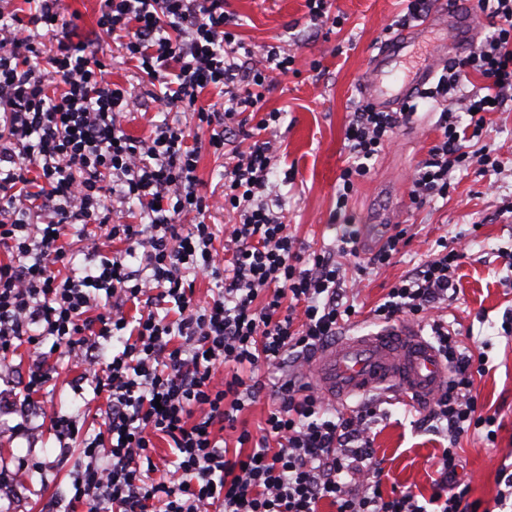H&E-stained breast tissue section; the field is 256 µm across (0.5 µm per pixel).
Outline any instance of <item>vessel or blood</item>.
I'll return each instance as SVG.
<instances>
[{
	"instance_id": "1",
	"label": "vessel or blood",
	"mask_w": 512,
	"mask_h": 512,
	"mask_svg": "<svg viewBox=\"0 0 512 512\" xmlns=\"http://www.w3.org/2000/svg\"><path fill=\"white\" fill-rule=\"evenodd\" d=\"M444 50L463 45L478 25L470 11L449 9ZM436 25L425 19L395 35L371 54L358 86L360 97L377 110L391 112L416 97L434 76L429 65L409 66L410 48L424 41ZM311 382L325 400L343 402L377 388L426 399L448 380V370L434 346L416 329L402 326L376 334L345 336L319 351L311 361Z\"/></svg>"
}]
</instances>
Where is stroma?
<instances>
[{
  "label": "stroma",
  "mask_w": 512,
  "mask_h": 512,
  "mask_svg": "<svg viewBox=\"0 0 512 512\" xmlns=\"http://www.w3.org/2000/svg\"><path fill=\"white\" fill-rule=\"evenodd\" d=\"M228 9L238 17V32L253 63H263L269 45L321 63L319 70L288 75L266 93L262 106L283 114L274 134L278 162L270 181L305 251L331 244L340 223L357 225L365 245L386 238L392 225L411 227L410 241L390 265L363 277L355 300L358 315L346 335L377 331L370 309L402 276L438 253L441 239L467 242L455 272L459 292L439 313L487 359L483 375L474 378L473 392L485 412L497 418L496 439L487 441L481 432L465 435L458 452L470 500L493 512L498 473L512 471V336L502 329L512 316V267L500 257L501 251L512 250V100L491 116L490 143L501 174L491 178L479 165H470L454 172L447 198L414 207L408 176L438 137L439 107L422 99L412 122L371 161L370 174L340 212L336 191L349 158L345 128L359 100L355 87L383 28L400 13L398 0H331L332 14L342 16L343 24L330 31L314 29L305 0H228ZM100 57L115 83L141 97V110L126 123L129 134L148 136L152 122L163 119L189 122L181 109L153 101L112 41L102 42ZM28 367V352L22 348L10 365L0 368V512H68L66 492L78 451L61 450L49 418L24 404L21 384ZM368 397L378 409L369 436L382 468L383 491L430 495L442 437L422 424L399 392L381 389ZM33 458L45 463V471L25 468Z\"/></svg>",
  "instance_id": "35a3bbf8"
}]
</instances>
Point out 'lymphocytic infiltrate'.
<instances>
[{
	"instance_id": "f902f5d3",
	"label": "lymphocytic infiltrate",
	"mask_w": 512,
	"mask_h": 512,
	"mask_svg": "<svg viewBox=\"0 0 512 512\" xmlns=\"http://www.w3.org/2000/svg\"><path fill=\"white\" fill-rule=\"evenodd\" d=\"M0 0V367L27 347L23 400L43 407L60 361L81 369L100 400L101 421L52 411L61 447L80 452L72 506L86 512H478L458 481L459 440L492 427L473 393L475 354L455 330L427 314L447 303L464 243L401 277L372 311L376 323H428L449 382L428 403L425 422L448 442L427 502L410 490L382 491L366 402L329 410L302 381L312 354L357 315L344 259L358 272L389 264L408 230L393 225L371 258L345 225L334 243L308 254L274 208L270 138L282 114L262 112L264 93L302 58L269 49L261 67L238 54L243 42L225 0H99L96 25L153 86L155 99L180 105L191 125L166 121L135 138L123 120L140 97L111 79L98 38L74 40L60 0L27 12ZM490 36L453 60L427 98H447L473 77L484 80L445 109L437 144L410 176L421 206L447 197L454 170L500 164L486 139L490 113L512 92V0H477ZM220 99L202 104L205 89ZM259 114L247 149H229L244 132L239 116ZM468 122H461V115ZM414 115L413 105L381 112L361 103L346 127L350 162L337 209H346L369 160ZM482 142L477 155L464 144ZM224 157V193H202V149ZM235 210L216 232L212 211ZM76 239L64 241L66 228ZM223 249H216V239ZM82 266H75L76 257ZM213 281L195 302L194 280ZM120 351L105 361L100 341ZM224 379H217L220 368ZM273 375L266 385L263 374ZM272 401L263 427L238 426L261 394ZM237 447L224 444V430ZM168 454H160L159 442Z\"/></svg>"
}]
</instances>
